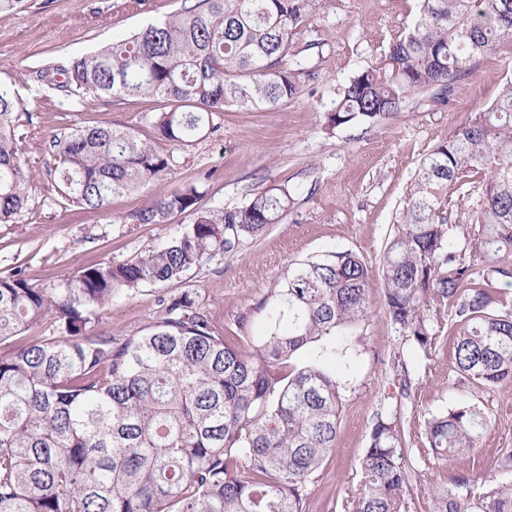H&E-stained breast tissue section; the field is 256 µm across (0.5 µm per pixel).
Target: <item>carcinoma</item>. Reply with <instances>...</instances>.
I'll return each instance as SVG.
<instances>
[{
    "label": "carcinoma",
    "mask_w": 512,
    "mask_h": 512,
    "mask_svg": "<svg viewBox=\"0 0 512 512\" xmlns=\"http://www.w3.org/2000/svg\"><path fill=\"white\" fill-rule=\"evenodd\" d=\"M317 0H199L66 66L38 71L64 96L154 97L159 136L183 146L228 106H277L299 93L288 57ZM413 26L392 36L386 63L341 88L328 122L377 123L432 87L448 93L480 55L512 40V0H419ZM20 103L0 86V223L27 205L31 177L9 120ZM59 192L80 209L148 185L172 154L110 125L55 139ZM193 185L138 211L140 224L190 213L172 242L124 264L82 267L49 292L0 276V342L51 314L61 335L0 356V512H305L306 488L336 448L342 383L314 355L352 336L373 309L371 273L345 251L298 263L259 304L268 332L250 351L217 336L188 297L148 328L115 338L91 328L119 293L175 281L282 221L285 187L230 211L198 206ZM512 80L498 99L421 159L380 260L384 308L425 359L454 337L458 370L478 387L512 384ZM490 421L476 405L432 414L420 442L446 463L477 447ZM406 440L376 413L360 478L343 512H408ZM469 475L428 492L429 512H512V480L475 494Z\"/></svg>",
    "instance_id": "cac0c4a2"
}]
</instances>
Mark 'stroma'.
<instances>
[{"instance_id":"1","label":"stroma","mask_w":512,"mask_h":512,"mask_svg":"<svg viewBox=\"0 0 512 512\" xmlns=\"http://www.w3.org/2000/svg\"><path fill=\"white\" fill-rule=\"evenodd\" d=\"M197 4L25 0L20 10L0 11V85L20 102L11 128L35 185L27 207L12 222L0 223V276L19 273L54 289L83 266L127 263L146 249L165 245L191 223V215L141 224L134 214L188 184L197 187L201 207L209 210L241 207L272 186L288 188L293 203L280 223L176 281L113 297L99 314L96 330L134 334L162 317L170 299L186 295L208 315L216 334L234 336L241 332L235 326L238 316L280 287L291 264L352 252L374 269L376 307L351 337L347 358L336 361L345 384L336 448L309 487L306 512H342L344 490L359 478L358 460L386 401L406 424L464 402L479 406L491 419L479 447L446 467L426 468L418 448H408L409 512H424L429 487L449 483L457 474L512 479V468L502 460L504 449H512V385L483 390L461 379L453 344L428 359L416 353L380 305L384 287L376 272L421 158L490 106L512 80V42L476 58L448 97L432 88L390 118L332 128L326 115L339 88L385 58L391 36L414 23L417 0H319L295 36L301 53L288 60L300 85L296 98L258 110L225 109L214 116L213 130L173 148L172 171L165 178L114 199L107 211L71 206L55 190L52 140L102 124L154 140V117L162 104L153 98L105 102L89 94L66 97L37 81L36 71L68 64ZM309 40L320 42V49L304 50ZM266 327L265 316L258 314L241 333L253 340ZM399 353L413 369L405 392L394 383Z\"/></svg>"}]
</instances>
